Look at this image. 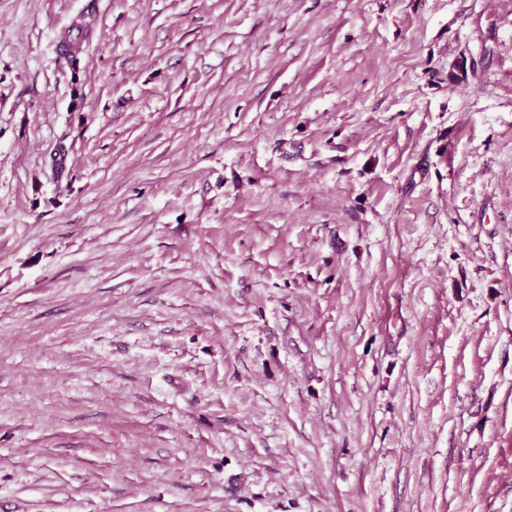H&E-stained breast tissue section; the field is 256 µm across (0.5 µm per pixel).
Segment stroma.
Instances as JSON below:
<instances>
[{"label":"stroma","instance_id":"1","mask_svg":"<svg viewBox=\"0 0 512 512\" xmlns=\"http://www.w3.org/2000/svg\"><path fill=\"white\" fill-rule=\"evenodd\" d=\"M0 512H512V0H0ZM88 37V26L84 25L83 27H73L68 31V39L64 41L70 45V49H64L62 51V56L71 66L75 67L77 63V56L79 54L80 48L82 44Z\"/></svg>","mask_w":512,"mask_h":512}]
</instances>
